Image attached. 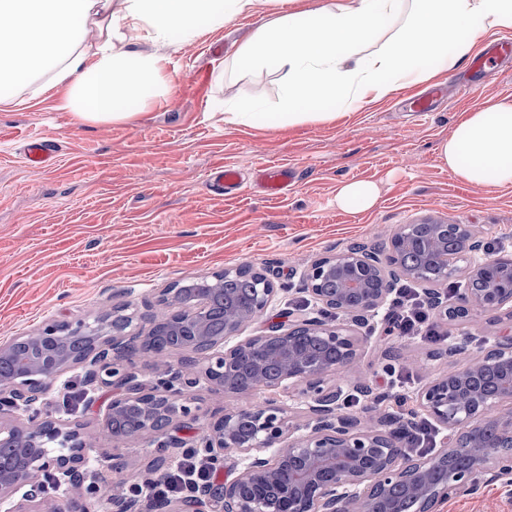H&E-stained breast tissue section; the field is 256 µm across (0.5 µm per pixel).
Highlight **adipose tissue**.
<instances>
[{
  "label": "adipose tissue",
  "mask_w": 512,
  "mask_h": 512,
  "mask_svg": "<svg viewBox=\"0 0 512 512\" xmlns=\"http://www.w3.org/2000/svg\"><path fill=\"white\" fill-rule=\"evenodd\" d=\"M259 13L235 60L279 73L281 96L274 112L225 103V122L250 127L335 121L455 67L477 34L512 30V0H0V106L48 96L84 122L134 120L166 94L171 51ZM439 158L469 183L511 187L512 100L465 113Z\"/></svg>",
  "instance_id": "ef3b65f1"
}]
</instances>
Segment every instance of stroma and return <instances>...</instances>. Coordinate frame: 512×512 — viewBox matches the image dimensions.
<instances>
[{
  "mask_svg": "<svg viewBox=\"0 0 512 512\" xmlns=\"http://www.w3.org/2000/svg\"><path fill=\"white\" fill-rule=\"evenodd\" d=\"M260 23V16H239L172 52L165 104L146 107L131 122H81L57 111L49 98L0 109V344L52 322L114 314L131 316V332L144 334L164 289L241 265L260 270L278 288L276 311L302 310L308 295L300 275L307 266L355 244L387 251L389 234L426 216L475 225L489 244L512 245V187L471 184L438 158L462 113L479 110L490 98L512 99V68L488 71L478 64L500 32L479 36L454 68L334 122L229 124L215 109L218 101L253 100L276 109L278 74L232 63ZM436 88L441 94L432 112H414L415 99ZM35 136L61 142L53 169L25 163L23 147ZM225 164L248 180L240 191L222 195L212 190L210 176ZM274 165L293 167L298 175L278 197L252 178ZM356 180L378 185L374 208L353 213L337 206L340 184ZM511 325L502 310L437 321L440 332L469 336L471 344L468 353L434 360L426 373L408 363L431 352L430 344L378 335L363 346L346 378L384 387L390 349L391 363L406 371L415 390L466 365ZM85 372L82 364L67 367L50 385L46 398L54 416L101 448L113 479L142 483L148 475L139 442L104 432L112 388H90V401L65 406V383L82 382ZM185 397L198 419L181 438L196 447L224 412L269 398L291 422L302 419L295 400L281 390L227 393L203 382ZM436 512H512V484L499 480L452 496Z\"/></svg>",
  "mask_w": 512,
  "mask_h": 512,
  "instance_id": "obj_1",
  "label": "stroma"
}]
</instances>
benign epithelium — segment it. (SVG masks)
Segmentation results:
<instances>
[{"instance_id": "1", "label": "benign epithelium", "mask_w": 512, "mask_h": 512, "mask_svg": "<svg viewBox=\"0 0 512 512\" xmlns=\"http://www.w3.org/2000/svg\"><path fill=\"white\" fill-rule=\"evenodd\" d=\"M411 225L390 237V252L352 246L347 252L316 261L305 270L304 292L311 311L288 313V324L271 323L256 336L243 331L272 308L278 289L250 266L216 273L203 288L187 296L168 288L151 329L160 328L189 351L182 369L157 375L148 384L132 370H119L114 360L135 347L128 334L131 319L76 320L51 324L33 336H19L0 346V359L15 355L25 344L23 371L0 379L15 410L29 411L41 402L48 383L65 365L70 339H89L98 362L86 372L90 385L115 390L103 427L128 416L135 426L121 440L144 442L143 451L159 461L182 441L177 433L198 416L184 402L187 387L199 384L194 375L203 365L205 381L227 393L247 390L296 389L305 420L291 424L274 400L226 413L214 420L202 447L216 467L224 452L238 456L235 469L221 482L201 484L183 506L213 501L219 512H434L448 499L450 488H472L512 472V336L497 337L490 349L458 371L428 381L417 393L418 415L430 422L439 439L435 448L415 454L377 426L378 418L362 422L344 412L347 391L330 387L326 377L342 374L358 357L370 332L385 321L395 286L409 279L427 286L435 313L443 319L467 317L474 311L512 306V257L492 262L487 242L470 224L431 225L430 251L439 269L412 268L399 261L410 243ZM468 263L461 305L448 309V291L435 285L448 280L457 263ZM247 275L261 281L251 301L241 305L224 299V329L215 334L207 320L213 293L224 292V277ZM35 410V409H33ZM27 430L0 424V448L17 449L19 471L0 470V512H38L42 499L39 476L60 475L66 494L93 499L107 497L112 512H138L124 484L102 487L88 480L99 448L45 408L35 410Z\"/></svg>"}]
</instances>
